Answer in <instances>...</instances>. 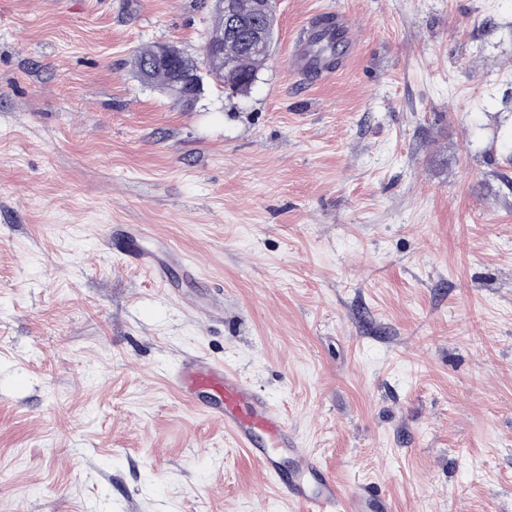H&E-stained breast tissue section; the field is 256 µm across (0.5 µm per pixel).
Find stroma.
I'll return each mask as SVG.
<instances>
[{
  "instance_id": "stroma-1",
  "label": "stroma",
  "mask_w": 512,
  "mask_h": 512,
  "mask_svg": "<svg viewBox=\"0 0 512 512\" xmlns=\"http://www.w3.org/2000/svg\"><path fill=\"white\" fill-rule=\"evenodd\" d=\"M336 8L354 54L291 71ZM211 10L0 0V512H303L169 388L186 351L391 512H512V0H276L246 94L133 76ZM140 224L193 277L103 246ZM316 30L310 28L305 39L298 45L292 55L293 69L301 73H310L311 71H319V76H328L332 74V69L327 65L323 57H316L308 47L309 38Z\"/></svg>"
}]
</instances>
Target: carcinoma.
Segmentation results:
<instances>
[{"instance_id": "obj_1", "label": "carcinoma", "mask_w": 512, "mask_h": 512, "mask_svg": "<svg viewBox=\"0 0 512 512\" xmlns=\"http://www.w3.org/2000/svg\"><path fill=\"white\" fill-rule=\"evenodd\" d=\"M257 0H231L232 11L214 4L215 23L205 44L222 45L224 53L231 54L237 60V72L224 75L220 83L224 91L231 94H242L253 85L259 72L265 67L267 58L264 55L249 51L247 44L255 31L266 28L275 30V11L262 10L256 7ZM170 48L177 56L180 67L191 70L202 61V58L187 53L184 49L171 43H156L139 51L131 61V70L140 80L148 81L152 86L164 93L177 97L172 89L173 71L153 65L160 50Z\"/></svg>"}]
</instances>
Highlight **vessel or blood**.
Returning a JSON list of instances; mask_svg holds the SVG:
<instances>
[{
  "label": "vessel or blood",
  "instance_id": "vessel-or-blood-1",
  "mask_svg": "<svg viewBox=\"0 0 512 512\" xmlns=\"http://www.w3.org/2000/svg\"><path fill=\"white\" fill-rule=\"evenodd\" d=\"M294 70L330 75L324 58L307 43L292 55ZM128 263L163 277L165 267L156 252L138 247L124 251ZM206 420L223 423L237 446L245 450L260 472L305 512H391L387 494L368 485L345 487L300 447L282 413L239 374L198 355L186 356L169 379Z\"/></svg>",
  "mask_w": 512,
  "mask_h": 512
}]
</instances>
